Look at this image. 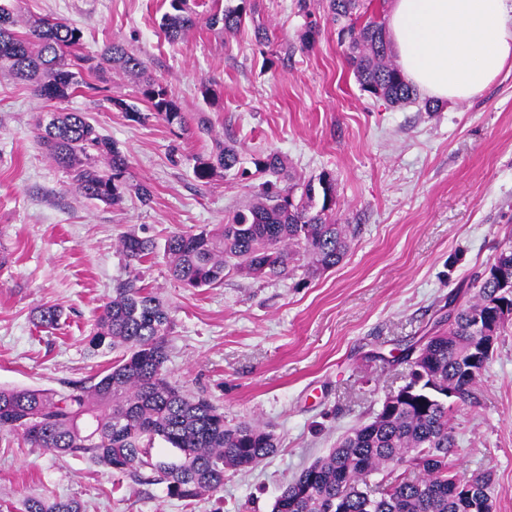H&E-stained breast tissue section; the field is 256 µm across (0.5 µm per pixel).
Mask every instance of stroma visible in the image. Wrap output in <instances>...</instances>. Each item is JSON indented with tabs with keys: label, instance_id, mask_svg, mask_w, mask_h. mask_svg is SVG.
<instances>
[{
	"label": "stroma",
	"instance_id": "stroma-1",
	"mask_svg": "<svg viewBox=\"0 0 512 512\" xmlns=\"http://www.w3.org/2000/svg\"><path fill=\"white\" fill-rule=\"evenodd\" d=\"M191 5L199 23L173 44L159 28L167 0H15L22 17L78 27L83 54L124 43L193 128L130 121L120 104L135 102L137 82L123 74L48 102L0 70V386L58 388L110 362L90 353L86 337L128 277L118 236L161 243L174 231L225 223L251 198L237 176L196 178L197 158L218 138L246 161L278 153L303 180L332 174L336 217L356 230L344 260L313 276L231 274L189 290L171 279L164 255L140 268L174 319L169 375L223 408L227 423L268 427L277 451L251 470L227 471L220 493L189 503L165 484H136L0 434L2 505L18 507L34 492L78 498L85 512H271L288 481L405 384L407 346L434 332L449 297L468 289L512 235L511 66L481 96L427 112L361 89L322 0H309L305 13L296 0H251L266 45L249 24L233 34L210 28L205 0ZM311 15L319 31L306 46ZM54 110L86 113L128 155V179L149 185L151 201L127 194L106 205L71 191L37 139L39 119ZM201 116L210 133L195 130ZM44 304L61 308L57 327L33 325ZM476 396L451 418L455 461L467 473H491L494 512H512V325Z\"/></svg>",
	"mask_w": 512,
	"mask_h": 512
}]
</instances>
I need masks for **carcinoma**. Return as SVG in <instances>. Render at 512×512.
<instances>
[{"mask_svg":"<svg viewBox=\"0 0 512 512\" xmlns=\"http://www.w3.org/2000/svg\"><path fill=\"white\" fill-rule=\"evenodd\" d=\"M160 28L173 42L194 27L189 0H168ZM248 0L213 13L209 25L235 33L245 23ZM373 0H326L338 35L347 43L348 63L360 87L400 105L419 101L416 87L392 60L384 23L368 15ZM12 0H0V64L29 80L43 99H64L96 90L91 79L110 69L141 77L139 100L114 101L134 122L161 118L186 130L168 88L146 75L147 65L124 44H109L99 57L77 53L79 28L59 19L40 18L24 32ZM38 139L49 157L70 176L81 197L111 205L127 191L147 203L150 186L127 181V157L83 112H49L38 122ZM252 199L228 224L197 233L174 231L163 245L172 277L185 288H210L237 273L254 279L286 278L299 268L320 273L338 265L352 230L335 218L336 187L329 174L301 184V194L275 152L252 158ZM248 175L238 150L214 140L210 154L196 161L195 175L210 180L217 172ZM157 243L126 233L118 251L132 276L117 284L88 340L93 354L119 355L99 374L54 388H0V434L19 436L34 448L59 456L81 457L133 482L148 469L168 494L181 500L213 495L224 488L227 470L251 468L273 455L277 440L253 421L230 425L221 408L189 394L169 375V336L174 322L157 293L139 284L138 269L154 256ZM305 264L298 265L299 261ZM473 296L451 308L443 324L419 346L410 380L390 395L369 422L343 435L328 456L304 468L281 491L272 512H470V502L454 482L456 440L449 426L454 403L472 402L490 359L481 350L482 327L507 322L501 304L512 306V244L474 280ZM62 311L43 305L34 319L58 325ZM161 440L174 455L153 457ZM387 471L374 487L367 477ZM19 512H84L77 498L28 494Z\"/></svg>","mask_w":512,"mask_h":512,"instance_id":"cac0c4a2","label":"carcinoma"}]
</instances>
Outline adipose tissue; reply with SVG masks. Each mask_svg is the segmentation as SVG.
<instances>
[{"label":"adipose tissue","instance_id":"1","mask_svg":"<svg viewBox=\"0 0 512 512\" xmlns=\"http://www.w3.org/2000/svg\"><path fill=\"white\" fill-rule=\"evenodd\" d=\"M386 30L408 78L439 100L481 95L512 61V0H391Z\"/></svg>","mask_w":512,"mask_h":512}]
</instances>
